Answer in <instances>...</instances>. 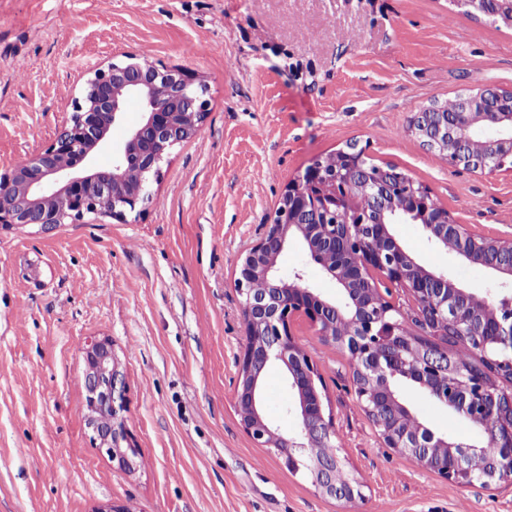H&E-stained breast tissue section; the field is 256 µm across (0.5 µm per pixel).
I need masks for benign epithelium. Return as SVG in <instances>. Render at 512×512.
Masks as SVG:
<instances>
[{"mask_svg":"<svg viewBox=\"0 0 512 512\" xmlns=\"http://www.w3.org/2000/svg\"><path fill=\"white\" fill-rule=\"evenodd\" d=\"M470 15L494 13L512 23V0H461ZM203 76L180 66L158 65L137 54L94 71L53 142L0 175V228L51 229L78 221L112 202L107 215L122 219L149 200L130 170L159 177L169 149L197 137L206 120ZM144 104L141 123L123 143L109 140L126 101ZM464 111L414 113L409 129L434 151L453 144L448 163L465 170L512 174V90L479 84L461 96ZM112 150V165H93L96 152ZM366 149L348 143L337 159L317 157L291 180L273 221L241 257L235 287L242 298L244 343L237 359L233 400L241 424L263 447L280 452L288 469L303 472L322 494L351 501L360 482L336 483L346 466L334 447L336 426L316 363L297 342L293 324L305 320L328 344L348 352L355 397L386 447L467 486L512 483V294L472 293L446 272H434L407 252L392 225L422 227L436 247L490 270L512 285V239L473 233L437 204L426 186L393 164L364 168ZM298 242L310 261L336 281L340 301H328L299 272L285 275L279 255ZM407 291L414 308L403 310L380 292L379 280ZM261 280L264 288H253ZM466 342L473 362L461 366L455 347ZM87 427L106 452L132 468L138 450L124 426L125 380L109 340L85 348ZM287 372L288 392L299 414V432L285 435L263 414L261 381L272 365ZM412 383L436 402L469 420L484 440L504 449L487 459L470 445L435 435L397 394Z\"/></svg>","mask_w":512,"mask_h":512,"instance_id":"1","label":"benign epithelium"}]
</instances>
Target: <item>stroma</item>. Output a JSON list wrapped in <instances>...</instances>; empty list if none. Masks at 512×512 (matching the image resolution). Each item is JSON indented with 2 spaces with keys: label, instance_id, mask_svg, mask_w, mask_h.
<instances>
[{
  "label": "stroma",
  "instance_id": "obj_1",
  "mask_svg": "<svg viewBox=\"0 0 512 512\" xmlns=\"http://www.w3.org/2000/svg\"><path fill=\"white\" fill-rule=\"evenodd\" d=\"M128 53L203 75L208 115L124 219L0 228V512H512V484L462 487L386 448L352 391L348 353L307 324L295 335L361 497L321 495L250 438L233 402L239 258L313 158L359 142L458 223L512 237V177L452 167L408 129L422 107L477 84L512 89V27L451 0H0V174L49 146L87 78ZM393 230L427 268L501 293L489 270L437 248L420 225ZM278 265L338 299L302 247ZM103 337L126 378L140 451L131 472L86 426L84 350ZM402 394L438 435L476 441L414 385ZM263 409L296 431L280 367L264 376Z\"/></svg>",
  "mask_w": 512,
  "mask_h": 512
}]
</instances>
